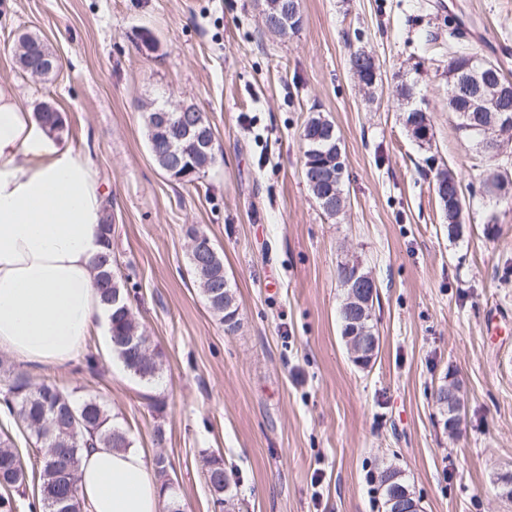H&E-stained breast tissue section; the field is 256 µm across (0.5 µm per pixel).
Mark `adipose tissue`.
Segmentation results:
<instances>
[{"label": "adipose tissue", "instance_id": "adipose-tissue-1", "mask_svg": "<svg viewBox=\"0 0 512 512\" xmlns=\"http://www.w3.org/2000/svg\"><path fill=\"white\" fill-rule=\"evenodd\" d=\"M104 191L90 155L63 145L0 84V350L33 369L75 361L107 321L94 284ZM86 512H161L143 452L84 450Z\"/></svg>", "mask_w": 512, "mask_h": 512}]
</instances>
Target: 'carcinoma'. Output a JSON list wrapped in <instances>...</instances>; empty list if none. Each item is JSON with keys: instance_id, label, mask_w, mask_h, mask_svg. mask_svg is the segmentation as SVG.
<instances>
[{"instance_id": "cac0c4a2", "label": "carcinoma", "mask_w": 512, "mask_h": 512, "mask_svg": "<svg viewBox=\"0 0 512 512\" xmlns=\"http://www.w3.org/2000/svg\"><path fill=\"white\" fill-rule=\"evenodd\" d=\"M152 116L151 112L144 115L151 153L158 166L164 169L167 167L168 148L156 143ZM327 123L328 120L319 115L312 116L302 130V139L306 144L303 162L305 183L316 201L329 189V185L327 178L321 176L317 181H311L308 165L323 160V154L331 146L322 138V127ZM442 209L448 219V236L460 237L463 224L459 220V211L451 205H444ZM99 230L105 251L94 261L95 282L101 302L110 311L112 352L127 371L141 380L150 381L159 373V360H142L131 349L116 344L118 340L135 338L146 341L148 337L114 273L112 225L102 223ZM190 266L206 303L224 323V331L229 334L236 332L239 328V318L233 316L238 309V304L234 303L236 293L232 285L224 284L222 258H217L209 270L199 268L193 261ZM3 401L35 439L40 454L28 468L21 463L12 436L5 433L0 437V512H21L33 507V503L26 504L15 496V492L25 486L30 478L36 482L43 512H84V502L78 489L83 448L91 442H99L109 448L123 450L132 444L128 432L114 425L112 417L96 398L89 396L78 400L74 392L63 391L55 385H33L23 374H17L7 381ZM202 457L213 502L222 505L226 499L232 498V486L224 470V461L207 450L202 451ZM153 466L155 477L166 491L167 512H179L174 491L170 490L166 458L156 456ZM378 480L387 501L397 489L408 488L402 472L391 466L379 472Z\"/></svg>"}]
</instances>
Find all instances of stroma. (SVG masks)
Here are the masks:
<instances>
[{
  "mask_svg": "<svg viewBox=\"0 0 512 512\" xmlns=\"http://www.w3.org/2000/svg\"><path fill=\"white\" fill-rule=\"evenodd\" d=\"M265 0H0V83L29 107L55 106L64 145L91 155L106 191L121 288L160 354L145 382L90 336L84 357L38 371L0 351V381L23 373L97 397L147 458L167 457L183 512H215L202 450L220 454L232 512H385L378 473L399 468L423 512H512V200L480 191L488 165L448 108L453 49L505 62L512 0H301L279 36ZM60 57L22 73L19 34ZM382 81L358 87L350 51ZM431 124L419 145L398 91ZM195 105L215 164L188 182L154 161L144 113ZM329 120L347 156L336 217L302 177L301 132ZM462 179L463 234L433 189ZM206 233L236 290L228 334L191 273L189 233ZM378 286L376 357L354 364L342 336L340 261ZM96 370H89L88 357ZM461 389V425L441 424L433 392ZM162 403L161 410L151 401ZM163 440H156V430Z\"/></svg>",
  "mask_w": 512,
  "mask_h": 512,
  "instance_id": "obj_1",
  "label": "stroma"
}]
</instances>
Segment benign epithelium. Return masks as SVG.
Returning a JSON list of instances; mask_svg holds the SVG:
<instances>
[{
  "mask_svg": "<svg viewBox=\"0 0 512 512\" xmlns=\"http://www.w3.org/2000/svg\"><path fill=\"white\" fill-rule=\"evenodd\" d=\"M264 18L271 23L272 30L284 33L288 25L298 28L301 23L299 7L288 9L280 7L277 12L264 11ZM30 40L23 36L19 39L16 62L19 68L27 71L34 77L43 76V72L50 71L57 66V59L46 56L43 64L32 66L29 64ZM363 66L354 69L359 87L369 92L376 88L380 81V71L374 57L368 52L359 51ZM494 64L489 60L480 59L478 65L469 66L455 72L457 88L461 89L469 99V111L473 112L470 119L476 120V125L482 131L483 140L480 148L488 153H495V140L497 136L512 128V110L504 107L498 98H490L483 94V87L492 77ZM154 126L162 139L170 145L183 144L182 152L174 151L169 155V166L177 169L182 160L192 159L196 165H188L187 172L181 175L186 179L198 168L208 164L215 145V136L211 135L206 127L203 115L191 104L180 103L170 105L154 113ZM189 253L195 256L209 257L213 248L209 237L201 233L190 235ZM346 298L343 310L352 325H357L364 317L372 312L371 304L377 295V284L373 275L364 270L362 266L348 267L345 275ZM348 351L352 360L360 365L361 356L373 357L376 352V337L374 336H347ZM389 505L392 512H419L417 502L413 496L405 493L391 499Z\"/></svg>",
  "mask_w": 512,
  "mask_h": 512,
  "instance_id": "benign-epithelium-1",
  "label": "benign epithelium"
}]
</instances>
